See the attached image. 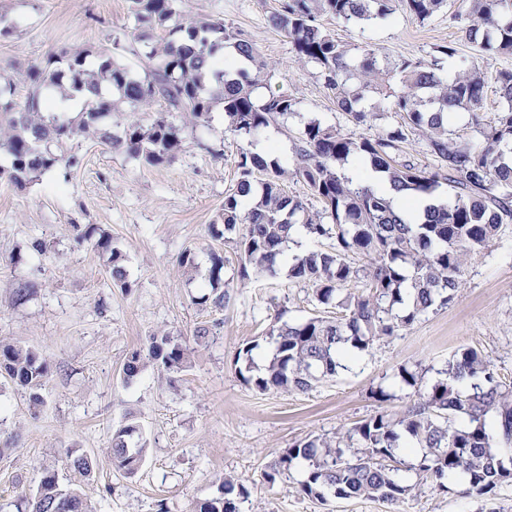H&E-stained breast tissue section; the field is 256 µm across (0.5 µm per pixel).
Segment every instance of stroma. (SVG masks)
Instances as JSON below:
<instances>
[{"mask_svg":"<svg viewBox=\"0 0 512 512\" xmlns=\"http://www.w3.org/2000/svg\"><path fill=\"white\" fill-rule=\"evenodd\" d=\"M278 2L182 0L181 8L224 21L255 43L272 73L258 96L280 89L296 101L286 126L244 138L227 129L218 105L210 121L186 123L184 150L164 166L146 167L79 140L66 147L80 157L79 167L57 166L22 188L0 183V341L36 349L51 370L37 406L26 389L0 376V512H17L22 494L35 491L47 469L61 484L81 483L93 512H197L228 476L248 488L240 512H512V480L479 495L457 479L439 486L408 472L412 491L405 502L390 504L309 498L298 490L296 468L266 478L294 444L334 436L384 409L409 407L413 391L396 380L401 367L419 371L429 386L455 351L472 347L512 383V223L471 259L452 303L375 343L352 368L305 392L262 393L241 380L239 351L260 342L254 360L262 362L272 326L332 319L343 310L318 303L311 284L283 273L240 280L235 248L212 229L237 180L240 153L271 141L281 157L291 156L293 133L313 117L351 136H374L395 124L375 93L366 102L373 114L366 124L354 125L336 111L315 70L295 62L287 37L270 25ZM463 8L462 0H448L422 23L399 4L384 21L345 24L323 16L319 22L343 44L369 46L395 62L429 60L438 46L454 44L459 59L485 75L483 123L489 126L501 109L496 78L512 70V55L474 51L458 18ZM0 17L13 27L0 37V74L12 79L19 100L27 93V69L65 49L110 47L140 74L152 65L132 50L128 0H0ZM78 224L111 234L125 256L127 287L113 283L107 256L78 238ZM38 238L46 244L41 253L32 248ZM186 250L194 252L197 268L179 265ZM214 253L224 259L228 299L221 309L194 302L208 284ZM22 283L30 293L19 301L15 290ZM203 325L209 335L195 339ZM163 332L189 347L188 367L169 373L149 364L125 383L127 354ZM127 423L137 424L147 443L131 477L113 466L111 454L113 431ZM74 448L92 458L90 479L68 467Z\"/></svg>","mask_w":512,"mask_h":512,"instance_id":"obj_1","label":"stroma"}]
</instances>
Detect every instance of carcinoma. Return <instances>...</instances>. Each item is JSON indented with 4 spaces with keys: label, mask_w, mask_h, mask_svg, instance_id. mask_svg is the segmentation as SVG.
I'll list each match as a JSON object with an SVG mask.
<instances>
[{
    "label": "carcinoma",
    "mask_w": 512,
    "mask_h": 512,
    "mask_svg": "<svg viewBox=\"0 0 512 512\" xmlns=\"http://www.w3.org/2000/svg\"><path fill=\"white\" fill-rule=\"evenodd\" d=\"M128 2L134 40L155 61L144 74L117 62L110 49L94 55L84 49L64 51L59 57L65 67L55 68L49 60L28 69V93L18 102L13 82L0 76V151L9 157V164L0 166V182L23 187L61 162L78 166L80 158L65 155L64 147L79 138H93L144 166H162L185 148L175 112L199 123L220 103L227 129L251 137L295 111L286 92L271 91L256 100L255 90L270 80L271 72L242 32L217 19L181 17L180 0ZM402 2L420 22L446 5V0ZM464 2L458 19L466 39L480 52L512 54V0ZM392 11L393 0H280L270 16L272 27L290 40L294 61L318 69L336 109L355 124H365V94L383 85L389 110L400 122L373 137H352L311 118L295 137L291 163L273 146L263 154H240L237 181L224 197L221 216L222 235L240 257L239 277L279 274L278 259L299 224L308 238H331L333 243L292 256L288 278L312 284L319 303L336 302L343 309L336 319L312 317L272 329V356L260 370L254 369L252 356L258 345L244 349L239 374L259 392H305L318 379L345 368L341 357H357L448 305L464 284L471 257L491 246L503 225L512 222V71L497 77L495 92L503 107L485 132L486 145L475 151L453 141L449 122L452 114L465 111L470 124L481 125L487 86L474 65L459 69L450 80L443 76L441 60L455 57V46H439V57L430 62L382 65L375 50L362 48L358 59L318 23L321 16L373 22L387 19ZM155 29L167 30L168 36L159 42L149 39ZM394 77L397 90L391 88ZM50 87L66 97L83 98L76 118L55 115L51 99L43 97ZM114 112L127 114L120 136L105 122ZM408 129L428 130V149L440 166L429 170L397 160ZM352 157L382 174L397 191L428 197L446 182L454 199L427 210V219L419 222L412 209L403 211L392 198L353 183L342 172ZM290 180L303 183L322 210L311 213L301 198L288 194ZM73 228L108 255L113 282L128 287L124 255L112 247V237L93 224ZM353 254L367 261L365 269L354 266ZM223 269L224 260L213 256L212 291L195 298V304L224 307L226 293L218 290ZM362 271L369 278V293L342 295ZM189 358L187 346L168 334H155L146 349L127 356L123 378L133 381L149 362L178 373ZM2 374L28 390L32 404L42 403L39 390L50 367L36 350L1 343ZM445 374L448 378L424 388L417 372L401 368L400 383L415 396L405 413L380 411L334 437L302 441L280 457L268 478L302 464L299 492L309 498L367 497L397 504L411 486L397 475L395 451L410 441L421 451L410 466L421 479L442 488L443 479L462 477L478 495L492 491L512 479V460L505 461L501 453L512 445V386L499 380L490 361L473 348L455 352ZM146 447L137 426L123 425L112 433V462L133 475ZM69 462L81 476L90 475L92 460L86 454L72 450ZM247 495L243 481L228 476L220 496L202 503L199 512H238V500ZM25 509L93 512L84 490L61 486L53 471L45 472L37 490L25 498Z\"/></svg>",
    "instance_id": "carcinoma-1"
}]
</instances>
